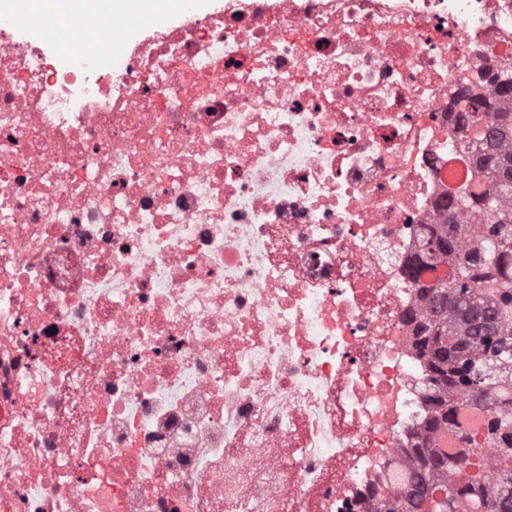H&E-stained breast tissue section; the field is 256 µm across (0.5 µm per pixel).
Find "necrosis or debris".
<instances>
[{
  "label": "necrosis or debris",
  "instance_id": "4bbe7bcc",
  "mask_svg": "<svg viewBox=\"0 0 512 512\" xmlns=\"http://www.w3.org/2000/svg\"><path fill=\"white\" fill-rule=\"evenodd\" d=\"M0 15V512H378L431 391L420 240L512 0Z\"/></svg>",
  "mask_w": 512,
  "mask_h": 512
}]
</instances>
